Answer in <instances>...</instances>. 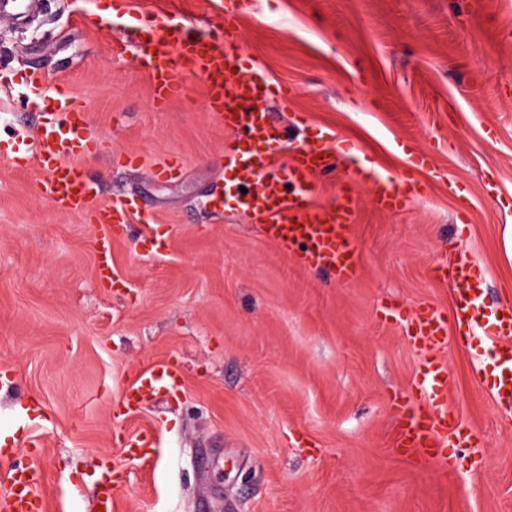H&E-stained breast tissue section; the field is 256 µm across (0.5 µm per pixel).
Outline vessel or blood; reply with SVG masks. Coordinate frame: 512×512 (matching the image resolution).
Returning a JSON list of instances; mask_svg holds the SVG:
<instances>
[{
    "instance_id": "vessel-or-blood-1",
    "label": "vessel or blood",
    "mask_w": 512,
    "mask_h": 512,
    "mask_svg": "<svg viewBox=\"0 0 512 512\" xmlns=\"http://www.w3.org/2000/svg\"><path fill=\"white\" fill-rule=\"evenodd\" d=\"M141 66L152 101L160 107L182 96L186 76L204 79L208 112L225 129L244 131L251 142L248 150H235L229 157L236 180L244 188L236 197L238 210L260 222L266 235L282 247L298 248L302 265L332 268L339 285H351L359 275L357 246L350 234L357 210L354 188L369 183L375 209L400 211L408 203L400 181L356 162L344 173L335 210L318 206L310 193L309 177L323 170L335 152V137L329 133L295 147L288 167L274 171L269 147L279 141L280 131L266 108L271 84L234 38H226L219 48L206 38L190 36L181 23L156 16L147 22ZM237 70L249 71V81H233ZM56 93L59 119L37 132L27 143L25 156L42 171L37 183L42 197L59 211L81 212L90 223L101 225L103 232L95 244L98 275L102 283L113 287L119 277L112 264L111 242L127 232L135 206L122 197L98 203L79 164L80 158L95 153L97 139L83 105L65 86H57ZM435 274L453 292L451 309L431 304L395 308L397 321L405 325L424 360L414 395L396 399L406 412L393 447L400 454H422L444 470L447 449L469 447L475 435L448 402L449 371L438 352L453 337L467 352L490 356L492 372L486 377L490 390L512 396V309L486 313V273L467 255L438 264ZM178 385L179 369L168 362L139 373L125 393V402L134 411L165 400ZM14 455L11 442L0 443V512H46L40 466H15Z\"/></svg>"
}]
</instances>
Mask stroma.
Masks as SVG:
<instances>
[{
    "instance_id": "stroma-1",
    "label": "stroma",
    "mask_w": 512,
    "mask_h": 512,
    "mask_svg": "<svg viewBox=\"0 0 512 512\" xmlns=\"http://www.w3.org/2000/svg\"><path fill=\"white\" fill-rule=\"evenodd\" d=\"M113 2L39 0L0 19V76L13 79L0 86V141L56 119L54 101L26 106L19 78L41 72L85 106L99 150L81 164L100 201L138 203L112 243L123 284L105 288L100 226L41 197L34 163L0 158V436L43 469L48 512H92L106 464L122 474L114 512H512V403L455 341L440 351L448 398L478 447L453 452L444 471L391 453V399L411 389L423 355L383 315L400 303L450 308L433 269L461 253L485 268L488 303L512 305V41L501 37L512 0H238L241 44L292 90L267 100L286 141L337 137L331 168L310 178L317 201L334 209L356 157L413 190L407 208L382 213L358 186L360 275L347 287L232 208L206 209L232 187L224 150L245 136L207 112L198 76L186 97L154 107L137 51L112 52L132 36ZM227 2L126 8L220 46ZM399 139L434 165L407 172ZM127 153L139 167L124 166ZM174 158L180 175L156 179ZM169 360L176 393L127 411L135 376ZM141 431L155 439L144 460L120 444Z\"/></svg>"
}]
</instances>
